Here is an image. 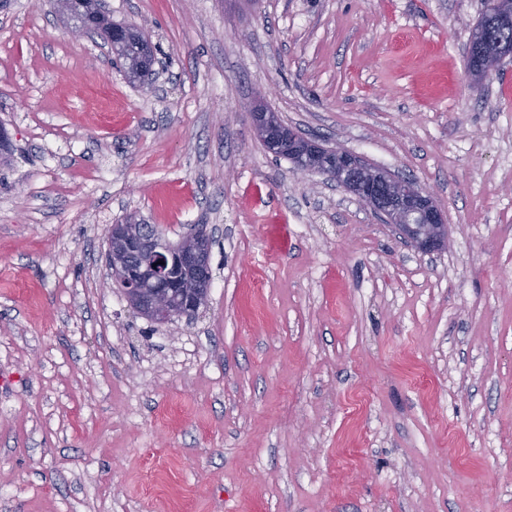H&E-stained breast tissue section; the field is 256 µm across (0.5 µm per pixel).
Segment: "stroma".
Returning <instances> with one entry per match:
<instances>
[{
	"label": "stroma",
	"instance_id": "obj_1",
	"mask_svg": "<svg viewBox=\"0 0 512 512\" xmlns=\"http://www.w3.org/2000/svg\"><path fill=\"white\" fill-rule=\"evenodd\" d=\"M483 0H104L131 82L52 0L0 10V512H512V59ZM426 187L417 253L262 145L256 101ZM213 235L209 302L157 325L109 225ZM498 1L484 0L481 18L477 23L481 24L483 20L491 22L490 25H486L487 39L482 44L484 51L488 53L496 52L499 45L512 43V16H502Z\"/></svg>",
	"mask_w": 512,
	"mask_h": 512
}]
</instances>
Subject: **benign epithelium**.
<instances>
[{"label":"benign epithelium","instance_id":"obj_1","mask_svg":"<svg viewBox=\"0 0 512 512\" xmlns=\"http://www.w3.org/2000/svg\"><path fill=\"white\" fill-rule=\"evenodd\" d=\"M252 117L268 151L288 157L296 175L331 178L423 255L446 245L443 209L417 182L377 168L339 145L307 138L260 104L253 107ZM107 243L112 283L144 318L169 325L191 320L205 308L211 288L212 239L204 227L193 228L172 243L157 229L148 231L126 220L108 227Z\"/></svg>","mask_w":512,"mask_h":512}]
</instances>
